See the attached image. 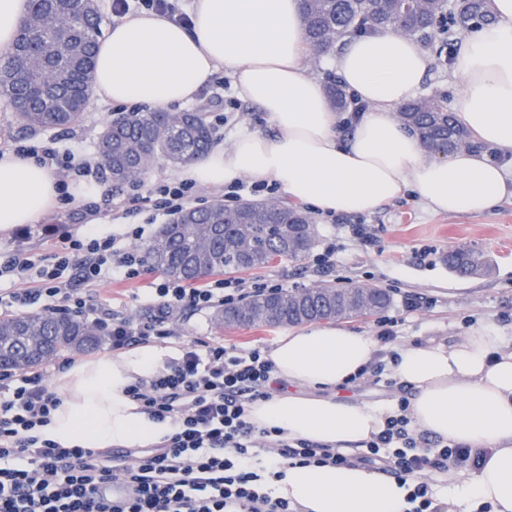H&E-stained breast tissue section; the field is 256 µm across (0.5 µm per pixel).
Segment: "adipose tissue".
I'll list each match as a JSON object with an SVG mask.
<instances>
[{"mask_svg": "<svg viewBox=\"0 0 512 512\" xmlns=\"http://www.w3.org/2000/svg\"><path fill=\"white\" fill-rule=\"evenodd\" d=\"M496 20L467 31L451 70L457 116L471 147L431 155L397 119L413 99L429 56L414 39L377 30L346 40L333 57L340 83L366 105L331 109L310 74L300 0H193L186 24L143 12L115 20L98 40L93 94L106 103L166 109L191 101L217 72L264 112L268 131L213 146L183 179L207 186L242 177L276 182L288 199L324 214H367L413 193L435 213L481 215L512 197V0H493ZM502 163H495V156ZM58 179L35 158L0 153V234L37 223L58 205ZM377 341L344 325L313 324L280 336L264 353L287 391L250 405L254 425L285 438L346 450L380 431L396 405L336 399L367 366ZM170 355L146 345L74 364L61 374L63 402L47 438L86 448H145L171 434L126 393ZM394 379L411 391L413 429L483 450L468 480L437 493L439 506L491 504L512 512V348L493 326L450 345L395 351ZM277 495L300 512H407V490L377 470L289 464Z\"/></svg>", "mask_w": 512, "mask_h": 512, "instance_id": "1", "label": "adipose tissue"}]
</instances>
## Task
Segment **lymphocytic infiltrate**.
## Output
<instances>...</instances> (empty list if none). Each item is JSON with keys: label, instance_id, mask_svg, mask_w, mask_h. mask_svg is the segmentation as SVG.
<instances>
[{"label": "lymphocytic infiltrate", "instance_id": "lymphocytic-infiltrate-1", "mask_svg": "<svg viewBox=\"0 0 512 512\" xmlns=\"http://www.w3.org/2000/svg\"><path fill=\"white\" fill-rule=\"evenodd\" d=\"M139 254L115 236L68 237L51 261L15 251L0 259V278L18 282L0 306L66 312L95 324L118 352L171 338L174 311H200L243 298L241 283L212 280L197 288L169 279L151 298L144 320L112 315L91 284L136 276ZM276 388L272 363L260 349L244 353L200 339L128 395L153 419L175 429L153 448L115 463L110 450L64 447L43 427L62 398L46 369L0 372V512H295L271 486L283 476L280 460L345 466L359 463L389 474L408 489L410 512H436L428 483L480 452L415 434L408 401H399L382 429L352 451L307 440L288 441L247 419L254 402Z\"/></svg>", "mask_w": 512, "mask_h": 512}]
</instances>
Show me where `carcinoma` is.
I'll return each mask as SVG.
<instances>
[{"mask_svg":"<svg viewBox=\"0 0 512 512\" xmlns=\"http://www.w3.org/2000/svg\"><path fill=\"white\" fill-rule=\"evenodd\" d=\"M32 24L21 29L7 56L0 58V99L8 101L20 128L71 129L88 106L100 15L95 0H30ZM449 20L452 33L471 24L495 21L491 0H468L459 9L449 0H303L304 34L310 60L336 53L347 37L379 29L398 30L420 45L432 43V21ZM326 92L345 111L352 101L331 78ZM398 118L431 151L468 146V134L446 99L438 94L401 105ZM215 127L205 112H119L98 135L97 162L115 186L142 179L160 159L186 165L211 147ZM316 236L308 212L275 199L247 200L233 207L216 201L184 209L145 244L147 261L185 283L206 276L261 269L288 259L299 261ZM448 268L461 277L487 269L484 255L457 248L446 255ZM336 288L258 292L246 302L224 307L218 324L256 327L302 325L351 317L368 318L391 304L390 295L370 288L347 309L335 303ZM101 341L98 329L71 314L0 316V371L33 368L44 359L84 352Z\"/></svg>","mask_w":512,"mask_h":512,"instance_id":"1","label":"carcinoma"}]
</instances>
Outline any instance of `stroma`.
<instances>
[{"label":"stroma","instance_id":"1","mask_svg":"<svg viewBox=\"0 0 512 512\" xmlns=\"http://www.w3.org/2000/svg\"><path fill=\"white\" fill-rule=\"evenodd\" d=\"M226 75L217 74L188 103V110L209 112L215 121L216 141L231 144L240 134L268 130L269 125L257 106L243 99H231L224 84ZM113 104L90 99L82 124L74 129H46L31 134L20 129L12 111L0 105V151L17 145L55 139L60 153L75 159L96 155L97 136L103 123L117 113ZM178 168L158 162L148 176L136 184L115 192L109 177L97 180L96 195L71 200L57 206L37 224L15 227L9 235H0V253L16 250L44 257L52 256L66 242L67 236L81 237L88 231L101 235L121 234L129 228L145 226L154 234L167 223L168 215L152 204L141 202L148 189L175 184ZM317 229L312 255L294 262L276 261L255 272L236 274L248 291L274 284L284 288H309L330 284L339 288L354 283L379 286L389 291L392 302L386 317L396 322L391 348L431 341L448 345L471 329L492 323L500 335L512 338V199H507L490 213L477 216L435 214L412 197L382 205L372 214L361 216L374 238L363 246L350 230L351 217L331 218L314 215ZM468 247L483 252L487 271L462 278L444 262L448 251ZM333 250L330 268H323L318 254ZM165 276L149 264H142L136 277H115L96 286L99 303L109 311L140 319L148 315L147 304L156 286ZM414 308H407V301ZM216 309L177 312L171 327L180 339L200 338L247 351L268 349L285 329L276 327L219 328Z\"/></svg>","mask_w":512,"mask_h":512}]
</instances>
